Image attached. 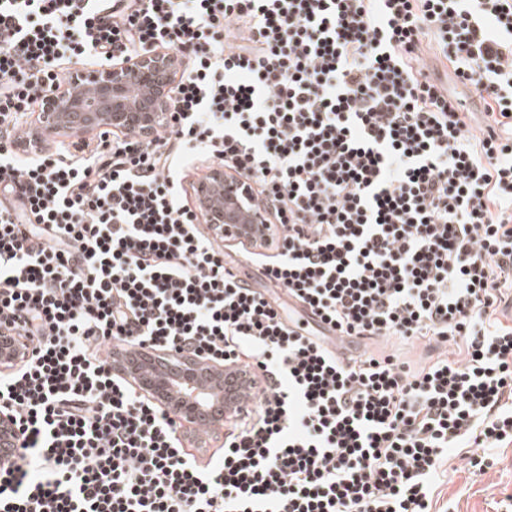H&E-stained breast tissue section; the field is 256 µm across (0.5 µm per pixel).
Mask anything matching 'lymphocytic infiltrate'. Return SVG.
<instances>
[{"label": "lymphocytic infiltrate", "mask_w": 512, "mask_h": 512, "mask_svg": "<svg viewBox=\"0 0 512 512\" xmlns=\"http://www.w3.org/2000/svg\"><path fill=\"white\" fill-rule=\"evenodd\" d=\"M187 65L148 139L17 149L58 64ZM445 59L483 105L431 73ZM233 171L243 249L341 356L224 263L183 185ZM512 0H0V512H432L451 457L512 445ZM255 372L214 452L114 373L112 345Z\"/></svg>", "instance_id": "obj_1"}]
</instances>
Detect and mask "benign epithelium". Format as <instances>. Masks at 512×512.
<instances>
[{"label":"benign epithelium","mask_w":512,"mask_h":512,"mask_svg":"<svg viewBox=\"0 0 512 512\" xmlns=\"http://www.w3.org/2000/svg\"><path fill=\"white\" fill-rule=\"evenodd\" d=\"M182 69L179 54L158 48L130 61L102 65L87 73L81 70L66 86H54L46 92L43 109L31 126V140L38 143L48 131L83 138L93 134L98 124H109L115 130L134 128L140 136L150 137L171 109L172 89ZM133 85L147 90L137 102L128 98ZM210 177L217 191L215 223L266 222V215L245 211L243 200L249 193L244 180L224 174L220 166L210 170ZM180 382L179 409L190 420L203 411L205 394L189 368L182 372ZM15 433L13 418L0 413V447H11Z\"/></svg>","instance_id":"obj_1"}]
</instances>
